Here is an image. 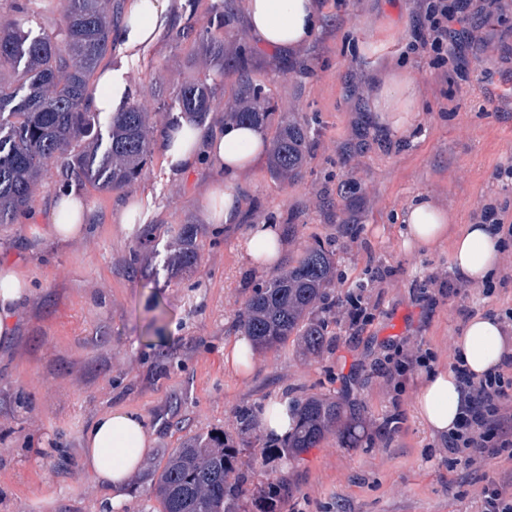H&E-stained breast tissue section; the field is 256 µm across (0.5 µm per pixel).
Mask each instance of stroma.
Masks as SVG:
<instances>
[{
	"instance_id": "obj_1",
	"label": "stroma",
	"mask_w": 512,
	"mask_h": 512,
	"mask_svg": "<svg viewBox=\"0 0 512 512\" xmlns=\"http://www.w3.org/2000/svg\"><path fill=\"white\" fill-rule=\"evenodd\" d=\"M322 23L301 47L257 45L243 21L244 0H170V21L140 58L113 43L104 62L122 65L130 104L148 116L150 158L132 183L102 189L67 177L66 156L46 167L24 216L0 224V262L33 280L17 329L0 339V512H101L80 468V433L99 413L128 407L144 414L155 442L125 512L157 507L152 481L174 449L212 432L249 442L237 470L249 486L284 482L278 512H473L478 474L448 468V451L416 417L420 368L399 380L381 368L397 349L452 366L461 307L501 312L512 281L495 294L446 293L449 243L410 250L399 216L424 196L448 215L451 230L468 223L488 198L512 207V182L496 179L512 163V15L476 14L470 21L496 44L494 56L463 51L460 71L411 52L417 32L410 0H316ZM68 0H0V21L20 20L34 35L58 33ZM224 14L227 51L248 57L254 82L276 110L265 124L275 137L288 115L310 128L301 175L273 178L260 159L243 178L238 224H208L203 193L218 178L208 165L176 174L160 150L181 111L183 87L208 81L214 105L207 120L231 112L236 77L200 40L182 38ZM404 73L416 105L403 135L375 119L378 78ZM91 207L82 245L25 246L29 221L47 223L61 189ZM143 200L152 236L124 234L118 214ZM289 227L286 262L314 242L331 244L335 274L327 290V342L319 354L295 339L258 354L242 380L224 369V343L240 332L239 316L253 288L269 275L240 249L249 225ZM190 227L197 265L171 264ZM358 294L368 319L349 329L337 308ZM310 395L360 410L358 442L332 433L296 458L268 452L258 426L241 428L240 411L259 415L273 400Z\"/></svg>"
}]
</instances>
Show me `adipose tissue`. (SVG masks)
<instances>
[{
	"mask_svg": "<svg viewBox=\"0 0 512 512\" xmlns=\"http://www.w3.org/2000/svg\"><path fill=\"white\" fill-rule=\"evenodd\" d=\"M169 0H128L115 36L127 49L153 45L159 35V17ZM246 25L261 46L289 49L308 41L320 27L321 17L315 0H245ZM130 89L111 67L100 69L97 90L90 104L100 112L122 108ZM379 118L398 132L407 129V112L414 107L412 88L402 79L389 78L377 91ZM169 170L186 173L207 163L220 173L201 202V215L209 224L239 223L243 210L238 186L242 177L268 150L261 129L249 124L226 121L208 130L187 117L168 127L161 144ZM89 211L74 191L64 190L51 206L50 221L29 228L32 249L44 243L74 245L84 241ZM406 248L451 243L452 267L457 279L470 287L487 282L501 269L503 249L491 225L466 224L456 234L448 232L446 213L429 199L417 198L401 217ZM287 249V242L276 225L256 224L247 232L244 251L260 270L275 272ZM32 291L30 280L16 268L0 265V338L13 335L21 303ZM501 322L484 312L461 321L453 341V355L475 375H483L500 364L508 348ZM452 368H435L422 376L415 394L418 417L433 435L442 437L455 428L464 402ZM154 442L152 429L139 412L114 407L97 416L81 436V467L90 474L109 512L128 499L131 481L144 467Z\"/></svg>",
	"mask_w": 512,
	"mask_h": 512,
	"instance_id": "obj_1",
	"label": "adipose tissue"
}]
</instances>
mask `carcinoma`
Segmentation results:
<instances>
[{
	"label": "carcinoma",
	"mask_w": 512,
	"mask_h": 512,
	"mask_svg": "<svg viewBox=\"0 0 512 512\" xmlns=\"http://www.w3.org/2000/svg\"><path fill=\"white\" fill-rule=\"evenodd\" d=\"M112 0H70L64 25L54 36L32 37L11 23L0 25V68L25 60L26 95L8 130L0 126V224H12L29 204L31 187L41 171L68 152L66 176L87 179L103 188L137 179L150 153L147 114L132 105L112 113L106 144L90 139L89 80L112 45L108 14ZM207 49L224 46L211 25L190 29ZM228 69L238 73L237 108L232 117L262 125L272 115L270 100L255 84L243 60L232 58ZM214 104L206 82L186 85L180 95L183 111L200 118ZM308 127L292 118L281 121L268 161L275 178H297L309 153ZM334 252L317 243L307 248L282 274L253 290L240 325L261 350H270L295 337L303 350L317 354L326 338L325 319L315 314L332 282ZM297 424L286 441L271 445L277 456L295 458L336 432L356 441L360 414L336 401L308 396L294 402ZM248 444L228 445L211 434L171 452L157 473L154 512H276L289 494L288 485H259L248 489L235 475Z\"/></svg>",
	"instance_id": "1"
}]
</instances>
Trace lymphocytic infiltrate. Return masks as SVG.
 <instances>
[{
  "label": "lymphocytic infiltrate",
  "instance_id": "1",
  "mask_svg": "<svg viewBox=\"0 0 512 512\" xmlns=\"http://www.w3.org/2000/svg\"><path fill=\"white\" fill-rule=\"evenodd\" d=\"M418 35L411 49L440 63L457 61L461 45L472 43L473 29L465 22L470 12L500 10L505 0H412ZM454 370L467 394L461 418L449 432V469L485 472L475 496V512H512V483L490 477V468L512 463V355L501 366L477 376L462 365Z\"/></svg>",
  "mask_w": 512,
  "mask_h": 512
}]
</instances>
